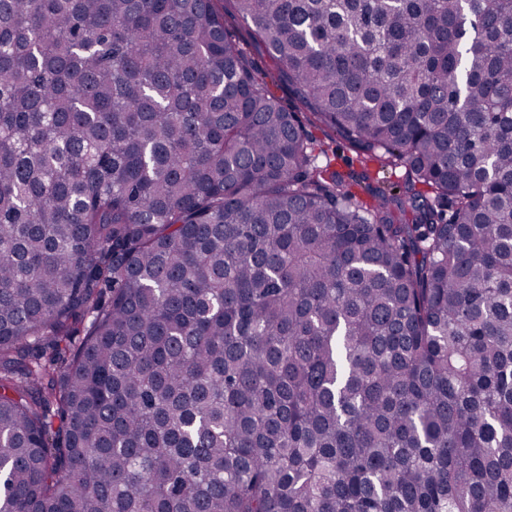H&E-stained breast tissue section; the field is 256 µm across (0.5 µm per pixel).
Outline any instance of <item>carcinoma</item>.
Masks as SVG:
<instances>
[{
  "label": "carcinoma",
  "instance_id": "cac0c4a2",
  "mask_svg": "<svg viewBox=\"0 0 512 512\" xmlns=\"http://www.w3.org/2000/svg\"><path fill=\"white\" fill-rule=\"evenodd\" d=\"M0 512H512V0H0ZM241 43L246 51L256 62L258 68L263 73L273 74L275 72V64L272 58H270L257 44H255L247 32L244 30L240 31ZM299 115L305 123L308 132L324 144L328 153L327 161L330 163L331 170L343 175L348 173L350 170H354L358 173L361 172L362 168L353 147H351L346 141L338 138L331 130L319 125L309 124L307 122L309 114L301 112ZM370 182L373 186L379 187L387 193L399 190L406 178V170L404 167H388L378 169L376 167L369 168Z\"/></svg>",
  "mask_w": 512,
  "mask_h": 512
}]
</instances>
